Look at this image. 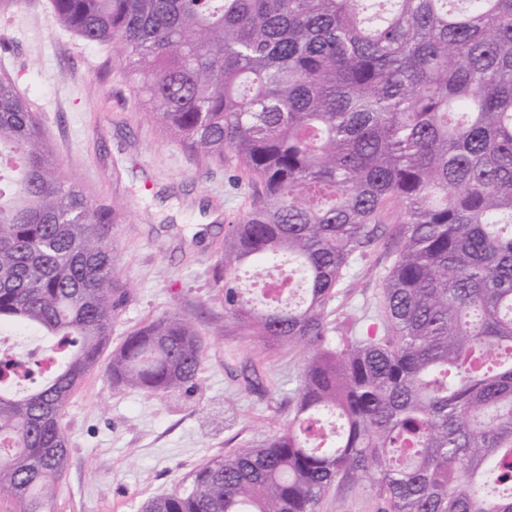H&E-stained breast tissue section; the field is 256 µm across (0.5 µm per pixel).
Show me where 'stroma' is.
Here are the masks:
<instances>
[{
    "mask_svg": "<svg viewBox=\"0 0 512 512\" xmlns=\"http://www.w3.org/2000/svg\"><path fill=\"white\" fill-rule=\"evenodd\" d=\"M11 73L40 119L66 178L110 213L112 262L127 290L112 312L98 364L73 390L60 422L69 456L53 512H142L189 486L212 458L279 431L301 366L225 316L216 272L224 232L261 188L234 158H195L145 114L119 55L60 28L49 0L0 11V72ZM400 247L375 245L345 273L331 303L366 328L382 314V279ZM190 320L205 347L201 385L179 394L114 387L113 351L169 313ZM319 512H381L364 484L333 486Z\"/></svg>",
    "mask_w": 512,
    "mask_h": 512,
    "instance_id": "stroma-1",
    "label": "stroma"
}]
</instances>
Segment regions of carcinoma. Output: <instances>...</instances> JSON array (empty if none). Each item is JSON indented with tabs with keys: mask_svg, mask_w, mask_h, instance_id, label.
Returning a JSON list of instances; mask_svg holds the SVG:
<instances>
[{
	"mask_svg": "<svg viewBox=\"0 0 512 512\" xmlns=\"http://www.w3.org/2000/svg\"><path fill=\"white\" fill-rule=\"evenodd\" d=\"M117 50L147 116L261 184L224 233V312L301 356L287 428L215 458L143 512H317L367 482L386 512H512V0H50ZM381 336L329 305L386 234ZM281 269L292 306L239 271ZM109 216L60 175L37 114L0 78V328L41 333L49 373L0 359V500L51 512L61 412L112 332ZM177 314L112 353V384L199 387Z\"/></svg>",
	"mask_w": 512,
	"mask_h": 512,
	"instance_id": "1",
	"label": "carcinoma"
}]
</instances>
